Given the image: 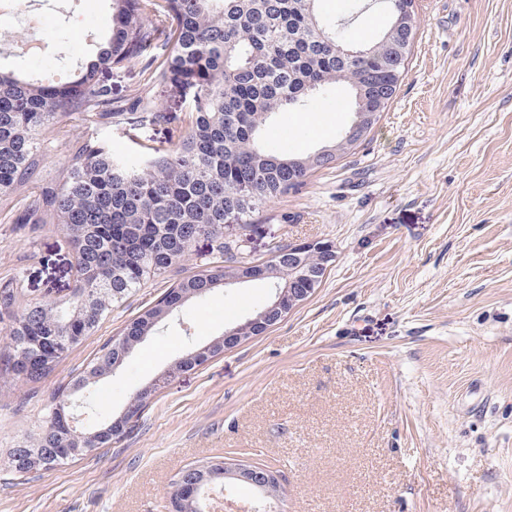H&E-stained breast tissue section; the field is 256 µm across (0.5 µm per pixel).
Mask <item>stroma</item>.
<instances>
[{
	"label": "stroma",
	"mask_w": 512,
	"mask_h": 512,
	"mask_svg": "<svg viewBox=\"0 0 512 512\" xmlns=\"http://www.w3.org/2000/svg\"><path fill=\"white\" fill-rule=\"evenodd\" d=\"M29 25L0 29V70L60 78L85 63L111 23L109 0H32ZM323 0L357 43L376 38L382 0ZM398 91L365 142L267 203L246 251L325 240L337 259L322 284L268 332L167 378L193 346L264 306L271 286L218 288L185 303L112 377L101 413L120 414L161 385L125 437L20 481L0 472V512H169L167 491L190 465L225 462L280 474L273 512H512V0H418ZM164 63L103 72L112 99L151 91L188 115L193 90ZM346 90L287 112L268 144L293 153L333 144L348 125ZM323 122L324 133L312 132ZM38 173L71 163L75 140L122 156L162 147L166 126L70 119ZM28 303L67 294L75 259L61 231L19 236L0 211V280ZM159 278L113 308L39 384L0 394V454L43 416L59 386L168 288Z\"/></svg>",
	"instance_id": "obj_1"
}]
</instances>
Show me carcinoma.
Here are the masks:
<instances>
[{"instance_id":"1","label":"carcinoma","mask_w":512,"mask_h":512,"mask_svg":"<svg viewBox=\"0 0 512 512\" xmlns=\"http://www.w3.org/2000/svg\"><path fill=\"white\" fill-rule=\"evenodd\" d=\"M321 0H112V33L80 72L62 86L23 74L0 72V205L30 220L56 224L76 257V279L67 297L25 304L8 315L0 348V388L33 386L53 375L71 349L92 335L112 307L154 277L167 276L203 237L220 264L184 276L120 336L104 343L84 370L59 388L38 427L4 459L18 478L48 472L120 439L154 391L130 399L131 417L112 416L93 427L69 425L65 401L91 405L93 387L125 362V351L215 281L251 263L224 228L241 230L258 220L261 207L292 191L321 169L311 155L274 151L265 129L283 112H305L311 101L337 85L348 86L355 112H382L401 84L406 63L392 56L398 42L413 39L404 21L418 22L413 0H384L389 22L374 41L353 47L343 24L321 14ZM170 34L167 58L173 76L199 77L189 122L181 114L140 100L148 120L164 124L168 147L146 157L117 158L103 140L76 142L73 162L52 186L36 176L45 143L79 115L91 123L119 112L104 69L151 58ZM360 51L349 55L351 49ZM264 280L282 286L297 276L284 245L270 248ZM216 465L191 466L172 483L179 512H196L187 489Z\"/></svg>"}]
</instances>
